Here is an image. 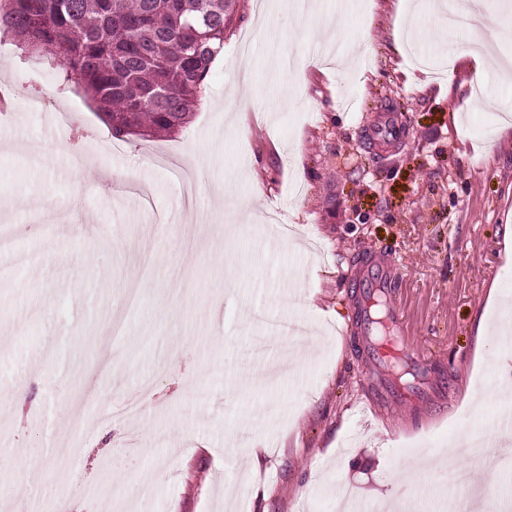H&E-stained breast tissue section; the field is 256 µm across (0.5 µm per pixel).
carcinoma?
<instances>
[{
	"instance_id": "obj_1",
	"label": "carcinoma",
	"mask_w": 512,
	"mask_h": 512,
	"mask_svg": "<svg viewBox=\"0 0 512 512\" xmlns=\"http://www.w3.org/2000/svg\"><path fill=\"white\" fill-rule=\"evenodd\" d=\"M238 0H5L0 30L84 90L114 138L190 124Z\"/></svg>"
}]
</instances>
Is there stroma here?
<instances>
[{"label":"stroma","mask_w":512,"mask_h":512,"mask_svg":"<svg viewBox=\"0 0 512 512\" xmlns=\"http://www.w3.org/2000/svg\"><path fill=\"white\" fill-rule=\"evenodd\" d=\"M266 2L238 0L194 121L165 140L113 139L0 35V210L29 257L0 275V377L30 399L20 424L0 400V512H340L345 483L364 508L393 493L470 512L447 468L400 474L470 432L500 435L469 468L512 498V393L492 392L512 339L476 336L492 291L512 296V84L472 86L462 26L418 44L440 75L416 67L405 27L434 24L432 0L405 19L399 0ZM323 42L342 65L316 60ZM388 110L409 134L380 152ZM77 152L147 201L112 196ZM369 260L397 269L404 344L426 361L410 402L356 326Z\"/></svg>","instance_id":"1"}]
</instances>
